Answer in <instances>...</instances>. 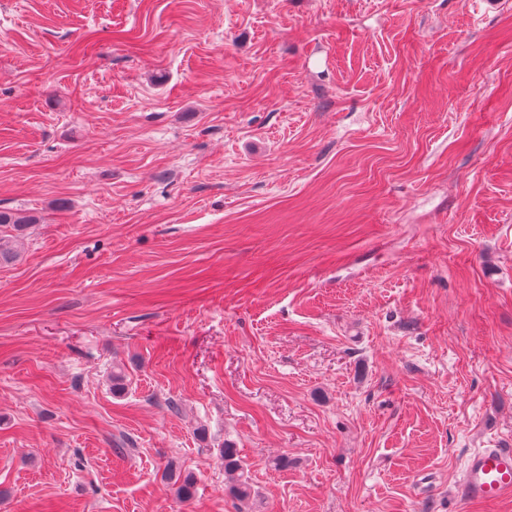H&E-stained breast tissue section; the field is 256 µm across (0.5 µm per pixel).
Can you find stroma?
<instances>
[{
    "instance_id": "stroma-1",
    "label": "stroma",
    "mask_w": 512,
    "mask_h": 512,
    "mask_svg": "<svg viewBox=\"0 0 512 512\" xmlns=\"http://www.w3.org/2000/svg\"><path fill=\"white\" fill-rule=\"evenodd\" d=\"M1 209L0 512H512V0H0ZM224 474L229 479V493L238 503V512L249 507L255 497V491L250 482L247 465L239 456L237 449L230 444H224ZM468 501H489L512 496V448H481L465 461L457 490Z\"/></svg>"
}]
</instances>
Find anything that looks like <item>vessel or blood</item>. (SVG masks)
<instances>
[{
    "label": "vessel or blood",
    "instance_id": "1",
    "mask_svg": "<svg viewBox=\"0 0 512 512\" xmlns=\"http://www.w3.org/2000/svg\"><path fill=\"white\" fill-rule=\"evenodd\" d=\"M468 501H489L512 496V448H481L466 459L457 490Z\"/></svg>",
    "mask_w": 512,
    "mask_h": 512
}]
</instances>
